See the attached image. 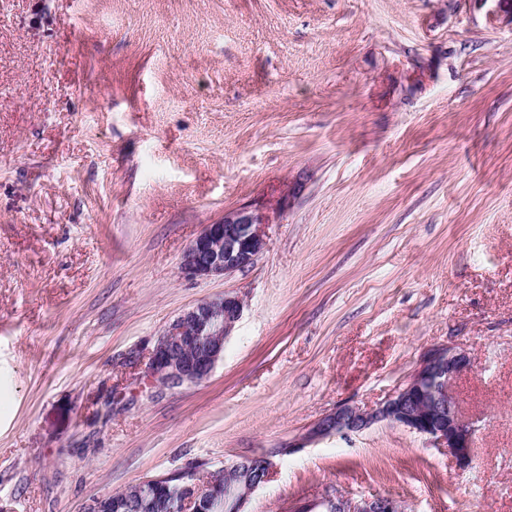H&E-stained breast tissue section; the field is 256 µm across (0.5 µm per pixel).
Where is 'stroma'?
I'll list each match as a JSON object with an SVG mask.
<instances>
[{"label":"stroma","mask_w":512,"mask_h":512,"mask_svg":"<svg viewBox=\"0 0 512 512\" xmlns=\"http://www.w3.org/2000/svg\"><path fill=\"white\" fill-rule=\"evenodd\" d=\"M242 207L255 263L183 276ZM226 293L211 377L149 386L157 337ZM444 346L468 470L387 425L283 452ZM274 448L248 512H512V0H0V512ZM313 506L321 507L323 509L321 512H404L396 500L384 496L353 501L341 495L327 494L305 507ZM305 507H299L296 511H301Z\"/></svg>","instance_id":"stroma-1"}]
</instances>
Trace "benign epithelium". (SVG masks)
<instances>
[{"mask_svg": "<svg viewBox=\"0 0 512 512\" xmlns=\"http://www.w3.org/2000/svg\"><path fill=\"white\" fill-rule=\"evenodd\" d=\"M265 218L246 209L224 214V220L205 225L184 252L180 269L188 278L226 276L256 261L265 249ZM239 296L226 293L185 310L157 337L151 350L147 376L167 390L200 384L209 379L224 358V343L240 318ZM463 350L448 347L430 350L402 387L380 405L363 409L343 403L324 415L307 436L293 444H306L331 435L359 433L378 424L396 426L428 437L447 449L456 467L467 469L472 461L475 427L466 419L453 393L455 380L471 370ZM273 454L245 457L224 465V496L234 498L237 512H247L250 496L269 479ZM191 467L144 479L140 487L158 489L174 478L184 481L179 491L194 497L199 487L188 480ZM322 512H404L394 499L375 496L353 501L327 494L315 502Z\"/></svg>", "mask_w": 512, "mask_h": 512, "instance_id": "7a95c632", "label": "benign epithelium"}]
</instances>
